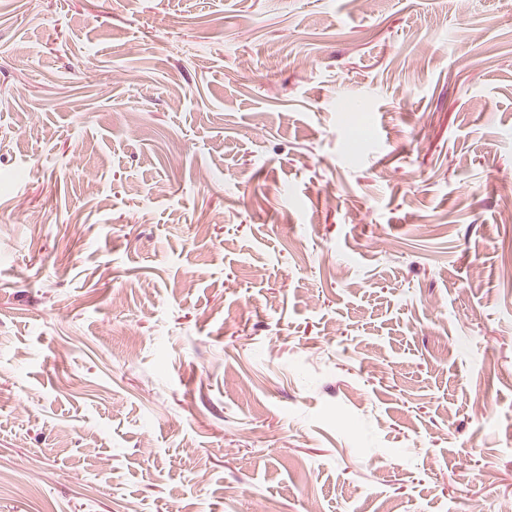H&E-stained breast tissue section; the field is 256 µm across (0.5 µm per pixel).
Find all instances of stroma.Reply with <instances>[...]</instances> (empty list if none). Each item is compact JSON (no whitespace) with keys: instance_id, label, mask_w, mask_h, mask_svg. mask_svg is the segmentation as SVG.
<instances>
[{"instance_id":"stroma-1","label":"stroma","mask_w":512,"mask_h":512,"mask_svg":"<svg viewBox=\"0 0 512 512\" xmlns=\"http://www.w3.org/2000/svg\"><path fill=\"white\" fill-rule=\"evenodd\" d=\"M509 194L512 0H0V512H497Z\"/></svg>"}]
</instances>
